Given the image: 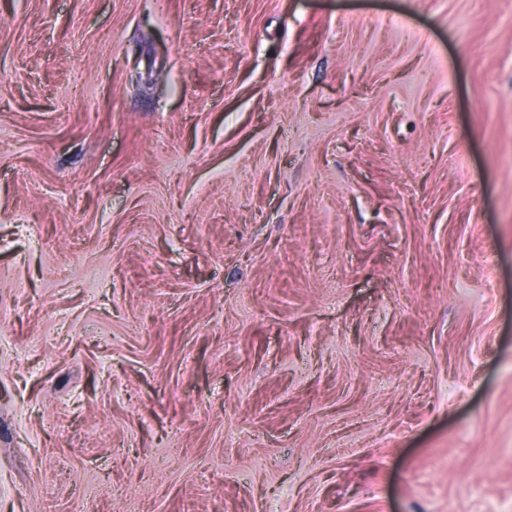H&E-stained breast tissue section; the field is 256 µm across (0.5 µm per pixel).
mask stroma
Wrapping results in <instances>:
<instances>
[{"mask_svg": "<svg viewBox=\"0 0 512 512\" xmlns=\"http://www.w3.org/2000/svg\"><path fill=\"white\" fill-rule=\"evenodd\" d=\"M0 512H512V0H0Z\"/></svg>", "mask_w": 512, "mask_h": 512, "instance_id": "obj_1", "label": "stroma"}]
</instances>
